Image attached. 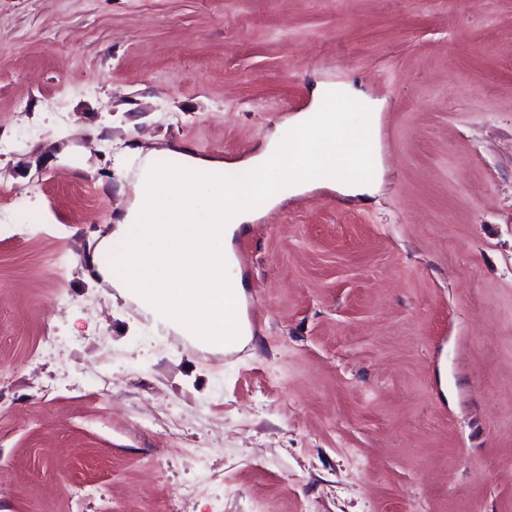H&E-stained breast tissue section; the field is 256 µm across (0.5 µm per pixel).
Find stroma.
<instances>
[{
    "instance_id": "stroma-1",
    "label": "stroma",
    "mask_w": 512,
    "mask_h": 512,
    "mask_svg": "<svg viewBox=\"0 0 512 512\" xmlns=\"http://www.w3.org/2000/svg\"><path fill=\"white\" fill-rule=\"evenodd\" d=\"M318 80L382 182L241 233L243 353L98 287L128 148L246 159ZM0 512H512V0H0Z\"/></svg>"
}]
</instances>
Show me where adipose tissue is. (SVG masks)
Segmentation results:
<instances>
[{"mask_svg":"<svg viewBox=\"0 0 512 512\" xmlns=\"http://www.w3.org/2000/svg\"><path fill=\"white\" fill-rule=\"evenodd\" d=\"M310 113L286 118L258 152L244 160L261 181L247 188L244 202L224 213L230 187L224 162L191 153L177 168L161 171L152 155L139 159L134 200L122 224L97 248L102 282L132 301L153 324L173 330L195 347L224 349V299L245 298L240 272L230 262L232 239L244 225L280 203L279 187L289 182L302 194L326 186L345 197L373 194L382 178L373 128L376 101L353 84L319 83L311 91ZM115 254V263L104 262ZM131 268L113 278L115 264Z\"/></svg>","mask_w":512,"mask_h":512,"instance_id":"adipose-tissue-1","label":"adipose tissue"}]
</instances>
